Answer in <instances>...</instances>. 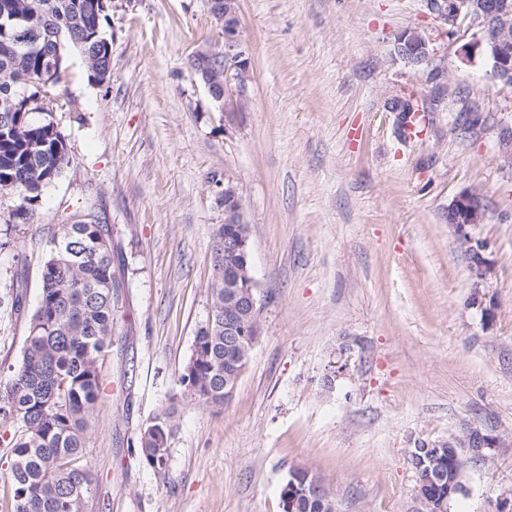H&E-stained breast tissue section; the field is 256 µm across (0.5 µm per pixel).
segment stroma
I'll use <instances>...</instances> for the list:
<instances>
[{
    "label": "stroma",
    "instance_id": "1",
    "mask_svg": "<svg viewBox=\"0 0 512 512\" xmlns=\"http://www.w3.org/2000/svg\"><path fill=\"white\" fill-rule=\"evenodd\" d=\"M251 65L216 105L188 57L216 48L207 0H116L102 31L112 77L70 52L55 119L72 164L33 223L0 249V391L18 364L25 308L55 225L112 227L122 287L85 452L90 512H282L292 468H308L336 512H417L409 452L466 429L512 437V86L460 56L427 0H239ZM422 34L429 66L394 49ZM394 97L417 101L423 135L400 134ZM232 180L250 224L262 336L232 400L179 397L210 307L213 235ZM483 196L474 233L496 275L492 326L468 304L467 258L446 219ZM176 403L162 471L132 441ZM468 493L449 512H494L512 488V447L462 450Z\"/></svg>",
    "mask_w": 512,
    "mask_h": 512
}]
</instances>
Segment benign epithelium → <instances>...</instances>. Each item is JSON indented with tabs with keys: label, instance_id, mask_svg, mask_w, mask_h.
I'll list each match as a JSON object with an SVG mask.
<instances>
[{
	"label": "benign epithelium",
	"instance_id": "1",
	"mask_svg": "<svg viewBox=\"0 0 512 512\" xmlns=\"http://www.w3.org/2000/svg\"><path fill=\"white\" fill-rule=\"evenodd\" d=\"M235 0H208L209 12L219 26L223 44L218 51H197L189 57V68L207 88L212 99L224 105L232 87L243 88L240 69L250 68V48L244 40L238 8ZM441 13L448 27H455L459 21L467 20L476 29V44L481 47L491 62L493 76L504 80L512 77V7L506 0H489L476 4L475 0H431ZM398 54L407 62L423 66L430 62V51L426 40L413 32L410 40L396 39ZM224 212L233 216L234 224L244 225L243 202L237 189L229 180H224ZM485 205L483 198L476 194H462L448 207V223L452 225L460 247L471 262L475 292L471 305L479 308L484 317L493 316L494 302L481 289L494 276L495 268L486 256L488 245L474 236L472 229L483 223ZM251 234L231 233L224 236V254L231 262L224 275V328L228 336H241L254 348L262 336L258 318L261 307L258 298V281L247 270ZM250 357L236 356L238 367L234 386L224 384V400L229 401L236 390L235 384L245 372ZM498 441L477 430H469L456 443L446 447L420 443L410 451L411 462L416 471L423 475L420 483L426 488L443 482L442 464L454 465L460 457L459 449L466 448L480 455L486 448H495ZM418 512H447V497L431 496L418 491Z\"/></svg>",
	"mask_w": 512,
	"mask_h": 512
}]
</instances>
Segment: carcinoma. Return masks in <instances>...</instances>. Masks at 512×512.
Masks as SVG:
<instances>
[{
    "label": "carcinoma",
    "instance_id": "1",
    "mask_svg": "<svg viewBox=\"0 0 512 512\" xmlns=\"http://www.w3.org/2000/svg\"><path fill=\"white\" fill-rule=\"evenodd\" d=\"M23 17L0 24V199L14 205L0 232L31 224L44 189L70 164L65 136L53 110L54 88L68 53L77 51L94 78L111 70L112 43L101 32L106 8L95 0H0V16ZM47 106L44 112L26 100ZM213 246V283L207 318L197 330L178 379L191 401L221 409L224 379L234 373L224 357V234ZM39 297L28 312L27 335L11 382L0 394V441L11 449L8 480L12 512H88L95 481L81 464L101 396L102 364L112 347L115 296L109 224H58L38 273ZM174 411L156 414L139 431L141 464L163 468L174 430ZM293 512H331L324 500L299 496Z\"/></svg>",
    "mask_w": 512,
    "mask_h": 512
}]
</instances>
